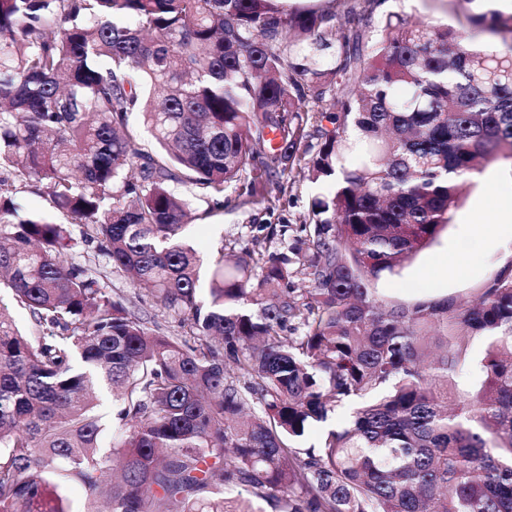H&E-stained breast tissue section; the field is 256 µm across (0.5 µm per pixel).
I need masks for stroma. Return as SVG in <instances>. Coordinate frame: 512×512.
<instances>
[{
    "label": "stroma",
    "instance_id": "obj_1",
    "mask_svg": "<svg viewBox=\"0 0 512 512\" xmlns=\"http://www.w3.org/2000/svg\"><path fill=\"white\" fill-rule=\"evenodd\" d=\"M467 7L465 0H375L373 19L389 12L434 25L455 23ZM247 182L227 188L224 206L211 208L201 190L186 182L176 184L178 194L191 203L192 220L184 229L187 241L206 257L219 252L241 253L254 242H293L307 222L313 196L330 191L329 184L312 182L304 162L278 174L265 190L251 195ZM494 224L496 246L487 250L461 273L449 271L445 257L463 235L483 237L486 224ZM512 252V161L486 165L455 210L451 224L406 262L396 274L382 275L374 286L387 300L411 302L418 296H447L464 302L474 299L484 283L502 269Z\"/></svg>",
    "mask_w": 512,
    "mask_h": 512
}]
</instances>
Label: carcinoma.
<instances>
[{
  "label": "carcinoma",
  "instance_id": "obj_1",
  "mask_svg": "<svg viewBox=\"0 0 512 512\" xmlns=\"http://www.w3.org/2000/svg\"><path fill=\"white\" fill-rule=\"evenodd\" d=\"M279 0H0V512H512V274L472 303L372 288L452 223L482 164L512 159V11L434 26ZM139 112L161 151L129 130ZM320 143L291 252L203 258L182 239L189 180L221 206L263 157ZM45 197L67 223L21 216ZM81 241L105 270L67 263ZM307 287H292L297 272ZM150 287L162 330L112 294ZM488 341L481 388L454 392ZM120 404L102 445L96 392ZM347 423L307 432L335 409ZM0 298L2 299V305L8 308L10 315L13 317L21 331L26 334L36 332V327L33 323V320L31 319V316L26 309L17 306L12 301L10 295L4 290H2Z\"/></svg>",
  "mask_w": 512,
  "mask_h": 512
}]
</instances>
